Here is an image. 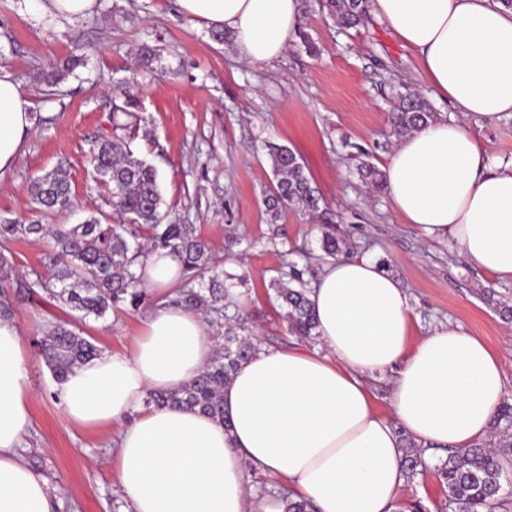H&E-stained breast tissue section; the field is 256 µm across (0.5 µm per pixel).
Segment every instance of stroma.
Masks as SVG:
<instances>
[{"mask_svg":"<svg viewBox=\"0 0 512 512\" xmlns=\"http://www.w3.org/2000/svg\"><path fill=\"white\" fill-rule=\"evenodd\" d=\"M326 0H301L302 25L279 62L241 61L236 49L213 41L208 28L180 12L176 0H96L91 16L48 23L36 0H0V71L10 74L35 116L15 166L0 175V218L27 221L30 181L61 165L76 195L74 209L53 216L70 226L100 206L89 163L98 138L112 134L113 103L120 79L134 68L138 46L159 52L155 71L140 76L135 94L141 122L131 131L135 155L159 172L170 220L193 225L212 248L218 269L244 278L241 304L261 344H299L269 296V282L301 252L314 249L321 230L333 225L353 244L394 272L406 288L416 318L415 338L463 324L501 357L503 402L512 404V322L500 310L512 306V281H496L463 259L452 243L429 242L403 224L387 191L368 192L356 174L355 147L386 169L395 145L388 116L398 92L411 89L432 105L438 119L456 114L419 81L418 62L373 17L341 29ZM70 56L82 63L56 86L44 76ZM470 130L494 163L512 162V115L494 122L468 119ZM299 155L324 204L313 216L288 208L270 223L263 192L273 178L267 142ZM239 240L226 254L227 234ZM26 345L47 324L67 321L103 352L131 354L155 295L136 309L103 319L78 318L69 306L0 286ZM35 388L32 426L18 453L47 480L56 512H123L117 473L119 430L84 429L65 417L54 377L32 355ZM443 452L425 454L428 471L406 480L394 512H443L446 488L434 474Z\"/></svg>","mask_w":512,"mask_h":512,"instance_id":"stroma-1","label":"stroma"}]
</instances>
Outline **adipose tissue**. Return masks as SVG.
I'll return each instance as SVG.
<instances>
[{"label": "adipose tissue", "mask_w": 512, "mask_h": 512, "mask_svg": "<svg viewBox=\"0 0 512 512\" xmlns=\"http://www.w3.org/2000/svg\"><path fill=\"white\" fill-rule=\"evenodd\" d=\"M180 11L229 33L241 59L279 61L302 23L300 0H178ZM372 14L417 54L420 79L463 116L512 112V10L500 0H372ZM30 103L0 73V174L32 128ZM387 187L405 224L452 242L481 271L512 280V167H493L458 122L433 121L397 141ZM160 302L131 355L109 352L56 385L74 424L120 428L117 478L124 512H281L254 500L250 472L284 480L318 512H393L404 486L403 437L432 448L487 441L504 392L499 357L463 325L412 342L408 294L367 256L324 266L308 298L315 348L261 345L224 385V418L149 404L209 364L214 332L195 309L169 303L185 278L167 251L135 267ZM31 356L0 319V512H54L47 481L17 450L31 425ZM395 370L388 414L368 381Z\"/></svg>", "instance_id": "obj_1"}]
</instances>
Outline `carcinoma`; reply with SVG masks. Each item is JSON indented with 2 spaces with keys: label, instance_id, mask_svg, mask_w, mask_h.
Instances as JSON below:
<instances>
[{
  "label": "carcinoma",
  "instance_id": "1",
  "mask_svg": "<svg viewBox=\"0 0 512 512\" xmlns=\"http://www.w3.org/2000/svg\"><path fill=\"white\" fill-rule=\"evenodd\" d=\"M327 8L338 25L349 29L365 17L368 0H327ZM137 59L140 71L152 73L157 49L143 44ZM138 84L135 75L121 82L124 100L114 105L113 130L135 128L140 123L141 117L133 111L134 99L130 96V89ZM434 117L435 112L424 98L412 92L400 93L389 115L390 136L401 139ZM267 148L274 174L264 195L270 222H277L290 205L312 214L318 212L322 197L312 186L301 159L284 145L270 143ZM91 163L99 176L104 204L123 223H109V214L102 210L68 228L53 229L42 223L46 216L67 211L75 204L67 170L57 166L30 184L29 194L34 204L30 222L0 223L3 242L18 239L46 242L50 271L35 274L31 281L20 280L13 253L3 247L0 283L17 279L21 288H38L81 312L83 317L100 319L127 306H140L143 291L134 266L147 252L161 249L177 257L187 273L184 286L175 290L173 303L224 318V310L235 304L234 284L225 283L223 274L211 272V249L192 225L167 220L156 169L135 157L130 143L106 136L95 141ZM357 173L362 182L376 191L387 183L386 174L366 161L360 162ZM317 244L319 254L315 263L303 269L292 267L289 273L272 279L269 284L281 316L297 336L316 335L317 323L307 294L316 279L317 267L348 249L346 239L327 227L321 230ZM232 321L238 328L228 327L217 334L216 353L193 382L178 392L153 394L149 402L157 406L197 408L214 419L224 420V383L257 349V337L243 333L245 327L240 319L234 317ZM36 346L58 380L99 355L97 346L70 329L66 322L52 325L46 335L37 339ZM425 466L418 449L412 445L405 448L406 473ZM511 467L512 432L506 430L492 447L478 443L461 454L449 456L437 466L439 478L447 489L449 512H512V499L504 494L503 487L509 482ZM278 500L283 512H315L312 505L295 501L285 492Z\"/></svg>",
  "mask_w": 512,
  "mask_h": 512
}]
</instances>
